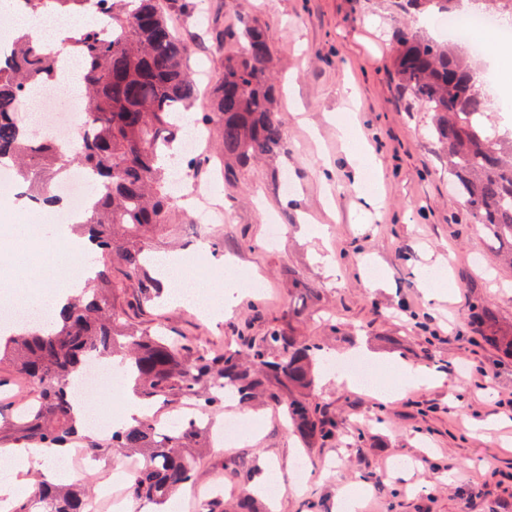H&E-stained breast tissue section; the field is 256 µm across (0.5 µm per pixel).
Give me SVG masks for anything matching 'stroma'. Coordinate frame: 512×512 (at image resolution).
Segmentation results:
<instances>
[{
  "instance_id": "obj_1",
  "label": "stroma",
  "mask_w": 512,
  "mask_h": 512,
  "mask_svg": "<svg viewBox=\"0 0 512 512\" xmlns=\"http://www.w3.org/2000/svg\"><path fill=\"white\" fill-rule=\"evenodd\" d=\"M205 16L211 34L192 43L189 67L214 80L224 54L213 32L242 21L264 29L287 148L230 186L217 179L212 152H202V174L180 189L212 184L208 201L226 207L227 223H204L200 208L181 207L148 248L155 257L188 256L207 242L264 290H245L217 322L191 303L151 304L138 320L215 349L273 328L314 340L331 362L315 400L335 418L338 438L308 448L282 408L235 405L253 438L213 444L174 501L181 512H199L192 490L210 486L220 489L216 502L232 501L269 469L282 488L274 512H336L347 486L364 491L363 512H512V411L497 406L512 395V359L487 346L470 323L472 306L482 301L512 325V268L490 256L481 227L452 193L429 114L394 77L393 32L406 19L394 0H205ZM406 21L431 32L420 16ZM340 117L354 120L374 155L360 192L349 185ZM273 224L282 234L272 243ZM431 271L445 299L426 297L422 282ZM379 272L384 286L370 287ZM296 280L311 294L293 288ZM353 357L395 386L397 398L386 403L378 391L337 383V365ZM384 357L435 369L440 378L407 386L397 369L380 366ZM474 364L488 379L467 373ZM298 457L308 475L297 486Z\"/></svg>"
}]
</instances>
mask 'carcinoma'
<instances>
[{
    "label": "carcinoma",
    "mask_w": 512,
    "mask_h": 512,
    "mask_svg": "<svg viewBox=\"0 0 512 512\" xmlns=\"http://www.w3.org/2000/svg\"><path fill=\"white\" fill-rule=\"evenodd\" d=\"M21 11L53 5L58 15L82 10L112 16V35L85 28L65 45L78 57V80L90 104L82 144L70 155L45 134L18 121L24 95L54 80V56L26 35L13 40L7 63L0 62V164L16 170L21 195L45 205L57 201L49 190L67 165L89 171L97 184L80 224L91 246L97 285L73 297L56 323L22 322L5 337L0 364L37 390L11 420L0 419V449L83 448L92 458L110 451L132 455L140 464L128 477L130 497L165 502L192 481L202 456V426L173 424L161 430L147 415L132 426L95 440L79 436L71 383L94 359L110 358L135 396L162 410L194 400L205 411L224 410L231 393L249 403L266 397L285 405L293 431L311 447L336 440V422L311 398L320 346L279 329L244 336L234 349L214 350L182 339L158 336L130 322L117 304L131 292L129 309L163 292L160 280L144 271L141 242L171 223L177 184L169 164L179 121L214 127L224 154V184L233 185L251 163L285 148L276 85L270 75L271 48L256 25L215 33L240 47L224 54L223 75L210 91L207 112H193L197 85L188 67L190 46L169 24L158 0H19ZM457 0H403L406 13L456 11ZM399 83L431 114V134L448 159L455 192L486 233L489 251L512 265V132H487L474 123L488 101L476 90L470 55L452 43L424 38L408 27L395 32ZM474 323L488 346L512 357V329L500 326L487 304L476 306ZM89 487L36 484L11 512H85ZM228 512H259L245 492Z\"/></svg>",
    "instance_id": "cac0c4a2"
}]
</instances>
